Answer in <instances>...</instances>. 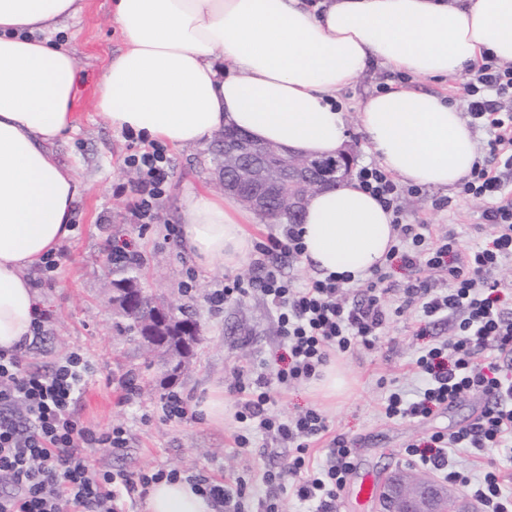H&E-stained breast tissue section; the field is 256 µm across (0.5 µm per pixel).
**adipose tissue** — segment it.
I'll return each instance as SVG.
<instances>
[{
	"mask_svg": "<svg viewBox=\"0 0 512 512\" xmlns=\"http://www.w3.org/2000/svg\"><path fill=\"white\" fill-rule=\"evenodd\" d=\"M84 0H0V349L28 343L39 298L27 273L71 237L82 183L55 145L74 134L80 76L54 34ZM122 50L94 109L116 132L172 149L224 130L284 151L333 156L346 139L336 94L374 63L427 78L491 54L512 61V0H114ZM372 150L404 181L448 187L475 161L468 123L446 97L392 87L359 111ZM251 214L208 191L187 195L180 245L205 266L238 267ZM303 259L321 275L365 277L394 243L392 216L354 181L307 202ZM146 512H213L186 480L152 484Z\"/></svg>",
	"mask_w": 512,
	"mask_h": 512,
	"instance_id": "obj_1",
	"label": "adipose tissue"
}]
</instances>
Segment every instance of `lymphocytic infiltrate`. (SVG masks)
Here are the masks:
<instances>
[{
  "label": "lymphocytic infiltrate",
  "mask_w": 512,
  "mask_h": 512,
  "mask_svg": "<svg viewBox=\"0 0 512 512\" xmlns=\"http://www.w3.org/2000/svg\"><path fill=\"white\" fill-rule=\"evenodd\" d=\"M457 93L471 125L488 135L486 155L476 159L457 192L458 197L485 204L482 218L489 235L482 246L465 251L457 232L436 236L429 225L408 222L405 201L421 190L400 183L380 163L365 165L355 174L359 186L392 216L397 237L387 264L440 272L449 281L445 288L421 279L406 283L400 290L401 309L416 305L426 319L455 323V340L424 347L417 356L415 366L424 386L414 398L399 391L386 397V418H425L468 392L486 400L473 424L434 432L405 449L411 463L448 483L461 479L448 463L460 448H498L512 462V379L504 375L512 359V319L503 312V282L488 277L512 258V63L485 58L462 74ZM125 164L137 174L131 214L137 223H154L171 162L154 147L127 156ZM254 250L264 260L260 274L225 280L212 289L208 301L219 308L238 295H261L288 346V367L273 378L252 366L237 370L232 391L238 396L235 417L241 429L234 442L246 448L261 435L296 447L284 469L264 473L261 512H280V493L288 485L300 502L314 504L316 512H334L354 468L348 440L327 437L325 418L317 410L282 419L269 414L268 406L276 388L319 378L332 352L345 353L359 345L370 349L381 340L393 315L385 302L391 290L388 273L385 266L372 270L360 298L350 301L345 297L350 277L316 276L299 285L269 266V259L278 255L301 256L297 225L268 234L255 242ZM90 369L89 360L76 351L48 372L30 368L21 351H0V512H120L121 497L134 496L166 478L162 469L112 471L88 462L86 448L119 449L126 444L124 428L99 431L73 414ZM322 437L329 440L326 462L316 467L308 444ZM500 473L499 465H492L477 482L473 497L482 512H512V491L505 489ZM196 484L221 512H245L244 481L231 485L201 476Z\"/></svg>",
  "instance_id": "lymphocytic-infiltrate-1"
}]
</instances>
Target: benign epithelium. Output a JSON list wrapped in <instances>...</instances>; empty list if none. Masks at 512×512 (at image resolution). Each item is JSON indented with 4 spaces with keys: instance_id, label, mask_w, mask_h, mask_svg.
Listing matches in <instances>:
<instances>
[{
    "instance_id": "1",
    "label": "benign epithelium",
    "mask_w": 512,
    "mask_h": 512,
    "mask_svg": "<svg viewBox=\"0 0 512 512\" xmlns=\"http://www.w3.org/2000/svg\"><path fill=\"white\" fill-rule=\"evenodd\" d=\"M249 142L251 138L244 134L224 140V192L257 212L266 210L274 200L280 207L299 214L311 191L339 182L348 174L336 159L320 165L310 162L304 154L290 153L282 155L286 165L271 176L263 155L249 151ZM143 299L144 293L134 279L112 291V306L125 317L139 310ZM172 336L177 345L167 353V373L177 375L185 367L187 351L198 336L190 328L175 325L163 313L156 312L142 321L141 341L148 350L163 347ZM444 500H448V490L435 479L419 480L416 490L407 494L404 477L393 474L379 491L376 507L378 512H441L439 504Z\"/></svg>"
}]
</instances>
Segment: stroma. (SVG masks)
<instances>
[{
    "label": "stroma",
    "mask_w": 512,
    "mask_h": 512,
    "mask_svg": "<svg viewBox=\"0 0 512 512\" xmlns=\"http://www.w3.org/2000/svg\"><path fill=\"white\" fill-rule=\"evenodd\" d=\"M56 38L71 47L84 77L76 106L79 129L59 145L58 153L65 164L75 167L85 190L75 209V233L62 244L65 254L60 267L50 274L30 273L44 320V339L33 361L48 371L56 360L76 350L92 363L75 412L100 430L123 426L128 436L126 448L118 453L87 449L92 465L145 471L164 467L185 477L241 478L250 491H262L263 474L283 468L295 449L262 437L252 447L237 448L234 436L240 425L231 386L236 369L245 365L276 375L287 362L286 347L271 310L259 296L230 299L219 311L212 310L207 300L210 289L224 279L258 275L257 256L249 254L232 270L217 266L206 271L181 252L174 234L187 194L219 193L217 181L224 161L209 143L168 150L172 172L158 203L157 219L139 227L129 209L132 182L124 160L144 144L113 132L93 109L95 82L122 46L112 21V0H86L81 17L66 24ZM382 83L394 85V71L374 65L339 94L347 119L345 148L358 167L375 160L361 128L359 109ZM483 209L482 203L457 197L455 188L427 187L406 211L409 222L430 224L432 233L458 232L462 248L468 250L486 237ZM116 247L143 258L138 279L146 294L184 305L201 326V340L190 364L175 379H168L162 362L147 359L140 344L122 331L123 320L112 310L105 284L112 278L110 253ZM453 337L450 323H425L414 306L392 317L373 349L358 347L340 355L351 385L335 405L316 398L307 382L276 393L270 413L289 418L316 409L325 417L330 435H343L350 443L355 468L335 512H374V504L358 507L351 496L362 469L382 478L393 471H411L405 455L408 444L439 430L468 426L479 416L484 399L477 393L466 394L422 420L391 421L382 411L387 391H408L417 385L413 362L420 348ZM130 377L149 389L126 404L120 400L117 382ZM218 390L224 393L227 414L220 422L206 420L199 408ZM172 393L187 400L186 418L165 417L162 406Z\"/></svg>",
    "instance_id": "obj_1"
}]
</instances>
